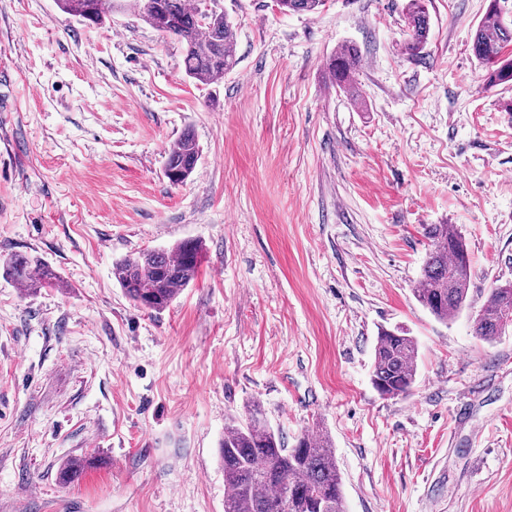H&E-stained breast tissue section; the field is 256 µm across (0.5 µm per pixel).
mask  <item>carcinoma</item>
Segmentation results:
<instances>
[{
	"label": "carcinoma",
	"mask_w": 512,
	"mask_h": 512,
	"mask_svg": "<svg viewBox=\"0 0 512 512\" xmlns=\"http://www.w3.org/2000/svg\"><path fill=\"white\" fill-rule=\"evenodd\" d=\"M60 10L82 22L98 23L117 10L138 14L154 29L184 44L183 68L187 77L202 85H217L236 66L232 49L234 32L222 12L203 17L200 3L188 0H57ZM325 0H278L285 12L315 13ZM406 38L401 51L416 57L430 35V16L425 0H408L405 10ZM512 45V23L505 19L501 0H489L478 24L472 51L485 70L490 86L512 84V59L504 56ZM358 53L343 44L327 63L330 79L340 89L353 83ZM200 146L194 135L183 133L168 148L164 176L173 185L184 183L194 172ZM428 251L415 288L417 301L438 321L446 323L466 306L471 264L464 238L454 224H425ZM200 246L184 240L169 250H143L113 266L112 275L128 298L139 308L160 312L189 286L198 272ZM11 277L26 288L56 284L48 266L23 254L7 263ZM512 318V283L489 288L484 305L471 316L476 336L493 341L501 336L504 319ZM418 345L406 332L383 330L374 349L372 384L386 398L406 397L417 376ZM224 469V512H347L342 478L328 437L303 433L293 447L264 424L254 409L243 419L224 425L219 442ZM95 458L73 460L60 476H72L94 465Z\"/></svg>",
	"instance_id": "cac0c4a2"
}]
</instances>
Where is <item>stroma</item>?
<instances>
[{
	"mask_svg": "<svg viewBox=\"0 0 512 512\" xmlns=\"http://www.w3.org/2000/svg\"><path fill=\"white\" fill-rule=\"evenodd\" d=\"M488 4L427 0L409 58L406 0H214L237 59L214 88L133 13L0 0V512H224L218 442L254 403L287 443L329 434L347 512H512V333L469 321L512 282V87L472 52ZM344 43L348 92L324 69ZM186 131L202 153L174 186ZM426 224L472 264L445 323L414 296ZM188 239L196 279L136 307L113 264ZM15 253L58 285L21 287ZM383 327L418 343L410 396L371 384ZM425 0H409L405 10L406 38L401 51L409 57H417L428 43L430 16ZM200 152L198 142L189 131L170 145L165 156L164 176L172 185L183 184L192 175Z\"/></svg>",
	"mask_w": 512,
	"mask_h": 512,
	"instance_id": "35a3bbf8",
	"label": "stroma"
}]
</instances>
